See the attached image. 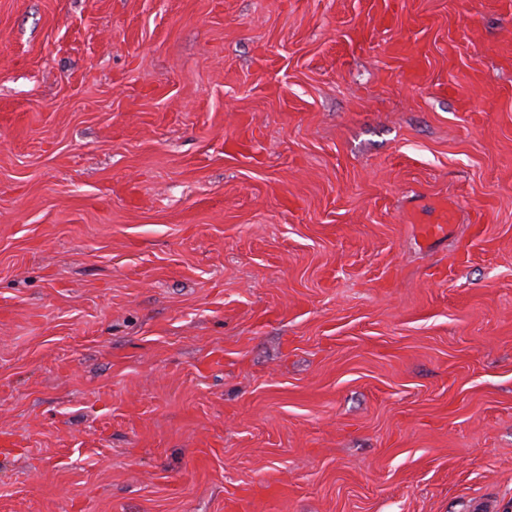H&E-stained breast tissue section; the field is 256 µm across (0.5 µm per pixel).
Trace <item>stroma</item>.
Wrapping results in <instances>:
<instances>
[{
  "instance_id": "obj_1",
  "label": "stroma",
  "mask_w": 512,
  "mask_h": 512,
  "mask_svg": "<svg viewBox=\"0 0 512 512\" xmlns=\"http://www.w3.org/2000/svg\"><path fill=\"white\" fill-rule=\"evenodd\" d=\"M394 10L0 0V512H512V9Z\"/></svg>"
}]
</instances>
